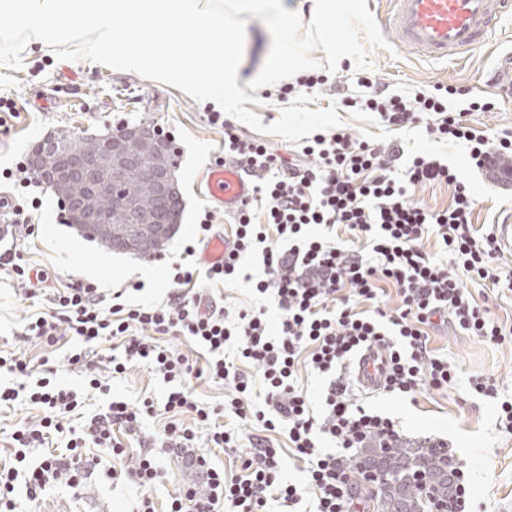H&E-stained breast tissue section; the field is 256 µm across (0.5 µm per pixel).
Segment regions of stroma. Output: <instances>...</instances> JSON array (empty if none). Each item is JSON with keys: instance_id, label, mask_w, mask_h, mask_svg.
<instances>
[{"instance_id": "obj_1", "label": "stroma", "mask_w": 512, "mask_h": 512, "mask_svg": "<svg viewBox=\"0 0 512 512\" xmlns=\"http://www.w3.org/2000/svg\"><path fill=\"white\" fill-rule=\"evenodd\" d=\"M272 46V35L256 17H248L245 31L243 82L260 72ZM512 50V17L505 18L490 45L476 50L464 65L433 63L399 46L369 51L368 74L390 90L414 95L435 85H454L477 97L496 98L497 108L475 113L474 127L494 135L512 132V101L496 96L485 80L499 57ZM0 98L12 100L15 113L0 117V171L14 167L34 144L47 134L63 129L101 133L118 123L145 121L155 129L171 133L169 143L175 176L183 200V215L176 233L163 252L178 257L182 242L193 235L199 214L211 211L216 232L229 228L231 216L207 195L202 175L224 158V132L207 120L213 101H195L180 89L134 72L116 70L85 58L62 60L50 46H34L28 63L12 69L0 65ZM343 129L369 141H402L412 150L447 158L471 186L477 205L476 224L496 225L512 214V185L499 183L469 163L464 148L429 139L421 129L393 131L376 114L339 108ZM42 206L35 211L33 230L15 226L0 247L20 253L37 271L49 275V283L60 286L78 280L97 282L103 293H111L130 282L143 283L140 299L163 302L172 283L163 263L147 257L116 254L98 242L81 236L59 218V199L50 188H33ZM27 300L19 296L9 280L0 281V351L16 353L32 365L49 358L58 378L81 389L87 385L85 368L67 362L64 351H55L38 340L22 336L21 326L32 314ZM430 345L447 353L459 369L460 380L476 374L498 379L506 394H512V342L489 345L477 342L452 328L432 331ZM166 388L147 366L129 364L123 378L111 385V393L137 402ZM364 406L382 410L400 424L405 437L446 439L454 457L464 464L471 480V512H512V437L495 426V409L483 400H462L460 395L429 389L410 401L382 394L360 395ZM90 457L80 491L66 487L49 489L35 502H22L23 512H130L133 501L125 486L113 485L107 467L122 469L123 459L87 448Z\"/></svg>"}]
</instances>
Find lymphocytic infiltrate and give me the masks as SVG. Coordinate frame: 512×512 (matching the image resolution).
<instances>
[{"mask_svg":"<svg viewBox=\"0 0 512 512\" xmlns=\"http://www.w3.org/2000/svg\"><path fill=\"white\" fill-rule=\"evenodd\" d=\"M363 96L340 97L341 106L377 114L385 126L424 127L430 139L462 145L472 165L498 175L512 159V134L489 137L468 121L496 107L491 98L468 96L454 86H437L407 96L390 91L376 77H358ZM224 131V153L240 172L254 177V191L234 213L228 249L208 265L210 287H229L239 278L244 255L259 254L262 277L250 288L272 297L277 319L258 307L230 311L201 292L190 290L194 274L188 258L213 235L212 215L203 212L197 242L187 243L182 261L170 266L177 292L160 304L132 303L119 288L103 300L97 284L80 281L53 292L52 311L31 315L24 336L56 346L62 336L78 341L67 360L83 362L87 350L118 341V353L101 355L111 375L140 363L169 389L138 404L111 399L104 411L85 413V393L57 383L52 368L39 369L16 355L0 356V369L19 377L15 387H0V404L26 396L44 412L11 435L8 463L0 465V512H17L13 494L24 488L29 501L48 489H78L84 478L82 451L105 448L126 454L115 439L148 418L164 413L168 453L200 477L170 493L165 512H292L308 501V512H357L353 462L370 443L389 445L401 432L395 419L360 404L347 369L378 350L382 392L408 397L426 389L448 390L457 382L456 366L429 346V327L450 324L465 335L502 344L512 328L477 302L468 283L512 293V264L492 228L473 224L476 199L438 155L405 156L401 145L361 140L344 130L317 132L301 149L303 163H283L265 143L243 136L224 113L208 115ZM446 184L454 189L445 209L414 201L415 188ZM434 240L436 252L424 248ZM400 300L390 308L386 287ZM184 336L207 353L204 365L189 362L160 345L163 336ZM324 381L319 394L299 384L300 371ZM222 381L224 403L207 405L190 389L192 380ZM468 396L497 405V428L512 435V395L501 394L495 379L476 375ZM193 415L185 424L184 415ZM252 423L243 432L242 423ZM207 425L206 445L239 453L235 470L215 467L196 453V425ZM288 439L302 483L282 477V456L274 435ZM60 452L31 462L29 452L49 441ZM162 459L139 455L124 469L140 496L135 512H158L149 490L162 477Z\"/></svg>","mask_w":512,"mask_h":512,"instance_id":"obj_1","label":"lymphocytic infiltrate"}]
</instances>
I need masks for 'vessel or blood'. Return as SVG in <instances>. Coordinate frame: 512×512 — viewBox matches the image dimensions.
<instances>
[{
    "label": "vessel or blood",
    "mask_w": 512,
    "mask_h": 512,
    "mask_svg": "<svg viewBox=\"0 0 512 512\" xmlns=\"http://www.w3.org/2000/svg\"><path fill=\"white\" fill-rule=\"evenodd\" d=\"M395 44L425 60L448 63L465 59L487 44L512 0H387ZM492 86L512 95V52L494 70ZM252 183L232 165L209 169L207 189L225 211H233Z\"/></svg>",
    "instance_id": "vessel-or-blood-1"
}]
</instances>
